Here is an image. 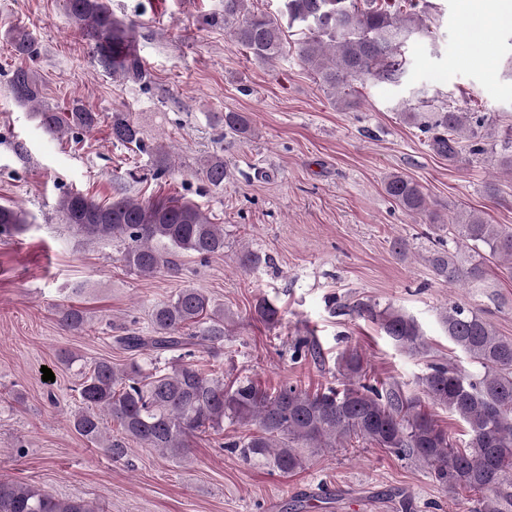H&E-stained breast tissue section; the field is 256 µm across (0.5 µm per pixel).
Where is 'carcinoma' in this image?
Segmentation results:
<instances>
[{"instance_id": "obj_1", "label": "carcinoma", "mask_w": 512, "mask_h": 512, "mask_svg": "<svg viewBox=\"0 0 512 512\" xmlns=\"http://www.w3.org/2000/svg\"><path fill=\"white\" fill-rule=\"evenodd\" d=\"M288 26L300 28L295 49L313 71L320 86L345 109L357 100L342 90L365 79L394 81L403 73L402 47L428 27L415 0H284ZM66 13L91 46L95 64L124 80L146 83L147 72L137 48L136 23L112 13L107 0H63ZM224 30L230 40L255 58L271 61L285 49L284 30L278 20L246 9V0H224ZM14 54L37 59L40 46L23 26L8 29ZM14 99L34 108L32 116L50 135L68 131L90 132L99 113L75 102L65 112L42 103L41 81L30 67H19L10 80ZM405 118L430 135L438 155L459 160L463 152L483 151L482 134L490 122L485 112L455 108L433 113L421 121L418 113ZM214 120L242 139L254 135L250 120L241 112H216ZM112 141L133 145L153 158L155 176L169 173L172 151L148 145L131 113L112 112ZM211 187L224 186V157L213 154L199 167ZM386 193L407 213L435 221L423 188L408 177L393 173ZM63 220L89 238H112L124 243L125 264L139 276L162 269L176 271L178 257L191 252L208 257L224 252V225L212 221L202 208L185 199L154 202L121 195L100 205L79 191L59 200ZM24 222L23 212L0 206V234ZM456 247L472 254L461 259L450 249L431 252L425 261L434 276L450 285L482 283L486 258L512 275V231L488 224L474 213L460 214L448 225ZM349 311L377 321L387 336L410 353L425 348L414 318L388 306L357 303ZM254 313L266 325L279 323V310L269 300L257 301ZM59 320L68 330H84L82 313L59 308ZM448 338L479 367L469 374L451 363L434 364L419 378L421 395L411 396L396 382L371 381L363 373L360 355L343 354L338 362L343 388L309 393L286 384L270 393L250 379L210 378L185 360L193 346L216 354L224 343V308L212 304L197 288H183L151 313L152 335L116 337L123 349L144 355L177 352L179 359L164 373L145 371L133 360L119 369L108 360L94 362L85 372L78 392L81 407L72 415L74 430L110 457L122 459L129 443L154 448L181 459L196 434L218 430L224 419L255 425L238 447L245 459L272 461L283 474L304 469L306 454L344 447L353 439L382 448L402 460L428 469L444 490L467 494L471 512H512V338L501 336L478 311L451 304L440 313ZM445 408L468 425L469 439L456 447L426 406ZM108 415L121 430L119 439H106L101 415ZM0 512H98L82 499H60L25 483L0 480Z\"/></svg>"}]
</instances>
